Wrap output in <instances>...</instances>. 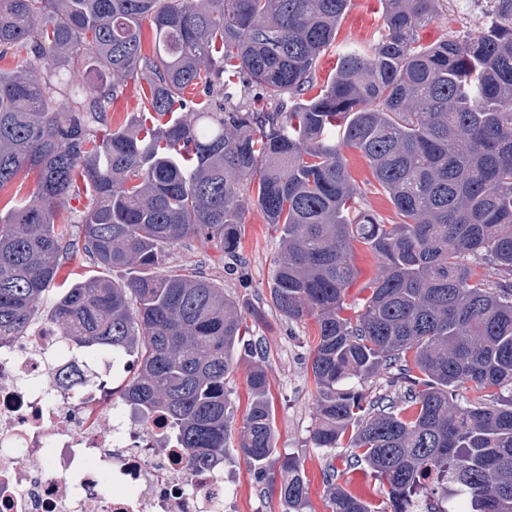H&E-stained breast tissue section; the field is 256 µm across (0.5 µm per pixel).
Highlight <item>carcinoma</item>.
Listing matches in <instances>:
<instances>
[{
  "label": "carcinoma",
  "instance_id": "obj_1",
  "mask_svg": "<svg viewBox=\"0 0 512 512\" xmlns=\"http://www.w3.org/2000/svg\"><path fill=\"white\" fill-rule=\"evenodd\" d=\"M382 3L380 40L342 53L305 100L350 0H0V57L23 48L33 59L0 71V189L25 171L37 178L0 214V340L43 315L72 346L130 355L120 399L136 416L163 413L191 468L215 467L235 425L226 380L257 312L196 272L150 269L194 238L238 258L251 203L280 229L273 305L316 324L312 444L331 450L349 436L387 497L377 511L338 484L331 512H410L431 499L452 512L457 498L466 512H512V0H494L479 35L429 46L417 33L436 0ZM61 60L83 66L93 91ZM230 68L270 107L234 105ZM137 77L143 112L114 130L108 110ZM199 84L216 98L189 109L185 91ZM347 149L368 161L395 223L352 209ZM79 180L94 200L80 244L55 223ZM356 242L379 268L348 317ZM77 246L99 267L139 274L78 282L48 307L60 257ZM472 258L489 260L497 280ZM382 372L405 384L404 406L367 404L350 386ZM91 377L76 364L60 371L67 388ZM247 387L240 452L281 512H305L303 465L277 453L263 365ZM464 389L481 396L463 406Z\"/></svg>",
  "mask_w": 512,
  "mask_h": 512
}]
</instances>
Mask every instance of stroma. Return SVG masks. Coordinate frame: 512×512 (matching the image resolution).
<instances>
[{
	"instance_id": "35a3bbf8",
	"label": "stroma",
	"mask_w": 512,
	"mask_h": 512,
	"mask_svg": "<svg viewBox=\"0 0 512 512\" xmlns=\"http://www.w3.org/2000/svg\"><path fill=\"white\" fill-rule=\"evenodd\" d=\"M485 9L484 0H438V17L419 30L420 44L478 35L485 25ZM382 23L381 0H351L335 42L317 63L316 86L326 85L331 80L338 57L346 49L376 43L382 33ZM346 157L357 190L358 207L374 212L385 223H393L396 219L393 204L374 180L367 160L353 149L347 150ZM280 246L279 233L252 205L244 216L243 264L238 272L225 273L220 250L201 241L168 248L164 264L198 269L202 275L221 283L225 295L236 299L243 308L260 310V317L247 321L249 346L242 351L226 390L236 406H245L246 374L256 362H263L274 407L276 447L280 454H294L303 463L309 482L307 512H327L329 478L333 475L344 482L353 495L383 507L386 496L382 486L368 466L356 460L347 444L327 452L311 443L316 388L307 367L315 326L310 320L303 323L288 321L272 303L271 286ZM224 483L228 495L234 500L235 512H280L278 498L269 496L265 482L250 471L234 438L229 441L224 461Z\"/></svg>"
}]
</instances>
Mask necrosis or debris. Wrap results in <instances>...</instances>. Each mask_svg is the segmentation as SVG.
<instances>
[{"instance_id":"obj_1","label":"necrosis or debris","mask_w":512,"mask_h":512,"mask_svg":"<svg viewBox=\"0 0 512 512\" xmlns=\"http://www.w3.org/2000/svg\"><path fill=\"white\" fill-rule=\"evenodd\" d=\"M73 361L46 327L0 341V512H231L223 467L190 469L163 414L133 418L113 397L128 360L97 349L95 379L60 388Z\"/></svg>"}]
</instances>
